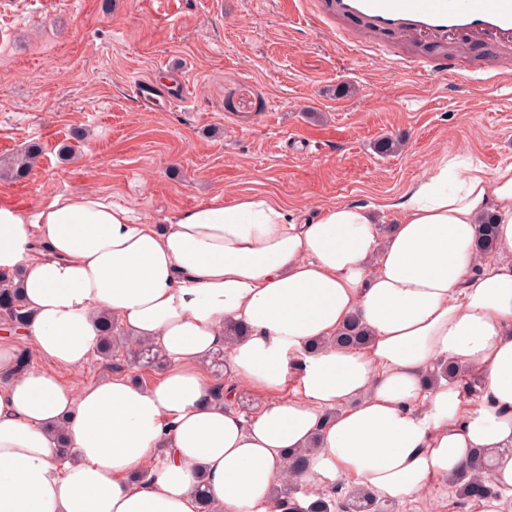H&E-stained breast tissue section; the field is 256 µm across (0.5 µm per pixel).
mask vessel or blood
I'll list each match as a JSON object with an SVG mask.
<instances>
[{"instance_id": "obj_1", "label": "vessel or blood", "mask_w": 512, "mask_h": 512, "mask_svg": "<svg viewBox=\"0 0 512 512\" xmlns=\"http://www.w3.org/2000/svg\"><path fill=\"white\" fill-rule=\"evenodd\" d=\"M313 25L333 32L359 54L387 57L400 69L428 78L452 76L462 67L454 54L464 44L493 54L512 52V0H298ZM405 39L423 47H450V54L402 57L388 41Z\"/></svg>"}]
</instances>
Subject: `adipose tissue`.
I'll return each mask as SVG.
<instances>
[{"label": "adipose tissue", "mask_w": 512, "mask_h": 512, "mask_svg": "<svg viewBox=\"0 0 512 512\" xmlns=\"http://www.w3.org/2000/svg\"><path fill=\"white\" fill-rule=\"evenodd\" d=\"M339 203L318 219L252 195L167 217L158 228L98 192L29 210L0 198V271H21L37 357L75 368L100 340L98 312L159 341L156 383L115 376L76 389L16 369L0 345V512H277L289 450L312 448L303 480H347L393 501L493 453L512 491V163L487 172L442 158L390 206ZM499 251L475 247L485 216ZM372 339L332 345L351 316ZM246 333L227 341L226 325ZM225 353L237 385L296 388L245 418L210 397ZM447 360L480 374L477 399L428 385ZM63 425L75 457H59ZM146 480L130 483L133 473Z\"/></svg>", "instance_id": "1"}]
</instances>
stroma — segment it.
Listing matches in <instances>:
<instances>
[{
  "instance_id": "stroma-1",
  "label": "stroma",
  "mask_w": 512,
  "mask_h": 512,
  "mask_svg": "<svg viewBox=\"0 0 512 512\" xmlns=\"http://www.w3.org/2000/svg\"><path fill=\"white\" fill-rule=\"evenodd\" d=\"M1 27L0 155L33 142L43 153L23 181L0 179V196L32 209L99 191L159 223L216 196L267 195L314 219L336 203L394 202L447 153L490 172L512 162V69L483 82L479 53L464 49L459 77L429 82L358 57L285 0H12ZM139 79L154 109L133 97ZM385 136L401 151L379 155ZM31 363L77 387L113 375L95 356ZM458 501L441 481L388 512Z\"/></svg>"
}]
</instances>
